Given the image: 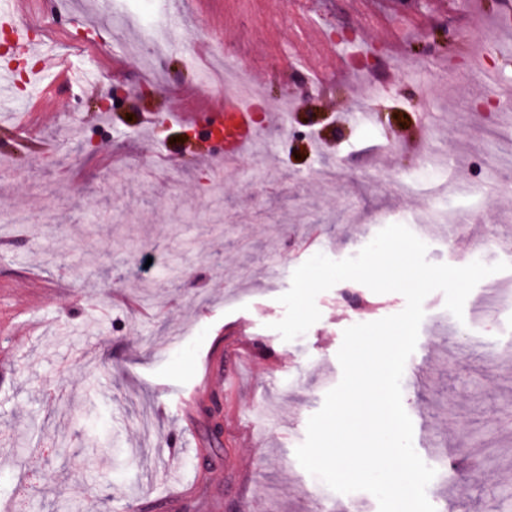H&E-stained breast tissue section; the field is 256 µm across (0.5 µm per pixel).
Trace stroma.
<instances>
[{
  "label": "stroma",
  "instance_id": "1",
  "mask_svg": "<svg viewBox=\"0 0 512 512\" xmlns=\"http://www.w3.org/2000/svg\"><path fill=\"white\" fill-rule=\"evenodd\" d=\"M137 0H60L57 56L19 89L0 88V116L24 110L64 57L97 70L47 101L18 149L0 120V512H378L373 495L315 481L295 449L342 375L345 328L402 311L398 293L343 281L319 294L321 318L283 340L272 323L294 270L314 253L356 255L384 227L428 221L427 259L460 265L470 239L489 263L512 265V156L500 149L512 115L494 109L512 83V27H491L484 0H157L173 34L161 56L139 27L112 41V14ZM448 50L415 54L431 29ZM350 41H339V31ZM494 53L468 69L469 46ZM240 67L264 115L235 167L205 122L181 113L224 91L209 82L217 57ZM375 64L365 72L366 59ZM119 104L99 109L110 85ZM394 132L346 118L368 86ZM121 155L108 176L101 150ZM485 202L448 240L473 185ZM98 250L87 264L88 244ZM470 335L448 323L442 292L423 308L403 385L417 453L437 474L436 512H512V312L485 297ZM154 292L151 318L113 307L114 292ZM215 355L224 383L191 418L161 412L174 387ZM220 404L221 446L206 410ZM474 455L456 461L460 434Z\"/></svg>",
  "mask_w": 512,
  "mask_h": 512
}]
</instances>
